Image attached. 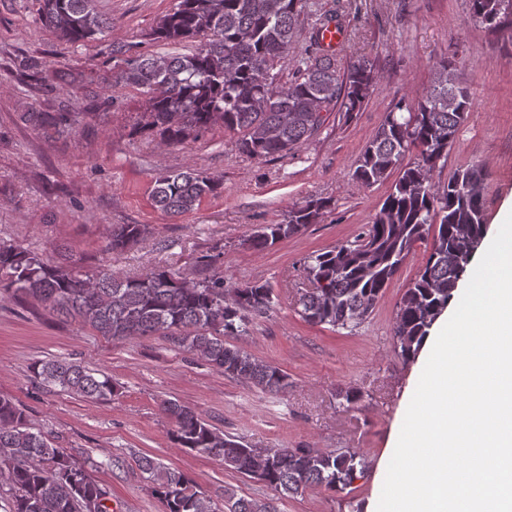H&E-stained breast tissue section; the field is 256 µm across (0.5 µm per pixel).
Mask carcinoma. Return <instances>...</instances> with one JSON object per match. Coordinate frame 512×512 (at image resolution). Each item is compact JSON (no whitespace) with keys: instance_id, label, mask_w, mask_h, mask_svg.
I'll return each mask as SVG.
<instances>
[{"instance_id":"cac0c4a2","label":"carcinoma","mask_w":512,"mask_h":512,"mask_svg":"<svg viewBox=\"0 0 512 512\" xmlns=\"http://www.w3.org/2000/svg\"><path fill=\"white\" fill-rule=\"evenodd\" d=\"M42 25L71 44H86L105 22L94 0H38ZM475 21L496 31L512 27V6L504 0H470ZM302 0H176L157 22L153 39L180 45L197 42L189 54H129L120 58L115 82L146 96L143 129L168 144H181L222 123L241 133L238 151L276 158L299 149L323 123L330 108L350 118L361 111L375 83V67L364 57L341 66L320 45V33L335 18L322 17L309 31V45L295 76L281 84L278 63L287 58L301 30ZM472 103L470 88L456 80L452 62L439 64L430 87L413 105L401 102L366 143L354 176L365 186L393 182L372 224L352 242L311 255L303 271L314 288L301 299L309 323L353 328L373 311L399 273L414 244L432 237L431 251L397 305L394 348L413 359L448 307L487 235L483 189L487 170L472 163L448 181L435 182ZM27 117L56 132L74 122L69 112H31ZM414 151V161L403 163ZM223 187V177L187 167L155 180V206L171 217L194 210ZM331 207L310 199L291 208L278 224H262L247 243L264 250L317 224ZM144 224H115L104 250L138 242ZM23 293L50 310L74 316L102 336H162L179 350L199 356L224 374L270 393L288 388V375L233 344L250 332V320L273 306L266 283L230 285L222 275L190 282L157 267L140 277L110 269L89 276L69 266H48L29 249L0 242V292ZM42 381L91 401L112 397V380L67 358L37 362ZM160 412L174 422L176 442L198 456L218 457L245 476L262 477L279 498L312 487L343 491L363 472L355 453L319 448H282L270 455L224 435L203 417L174 400ZM153 483L164 512H219L212 498L191 481L149 456L138 459ZM0 475L12 496L6 512H85V501L110 497L91 480L84 465L51 444L11 399L0 397ZM228 512H279L277 500L235 498L224 491Z\"/></svg>"}]
</instances>
